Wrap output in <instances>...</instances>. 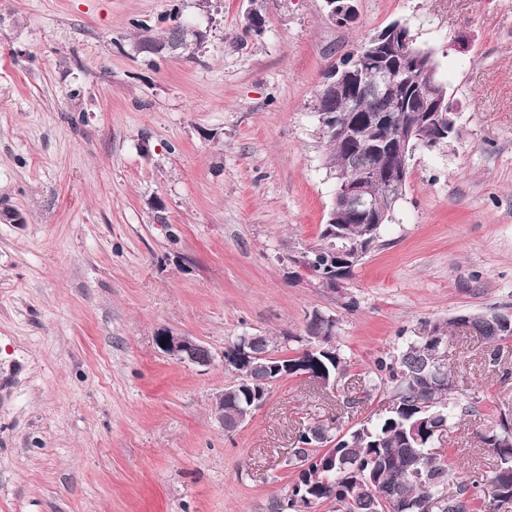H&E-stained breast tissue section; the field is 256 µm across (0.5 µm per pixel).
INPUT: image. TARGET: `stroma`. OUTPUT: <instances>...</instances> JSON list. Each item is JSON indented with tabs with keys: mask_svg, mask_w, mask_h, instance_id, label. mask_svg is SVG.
<instances>
[{
	"mask_svg": "<svg viewBox=\"0 0 512 512\" xmlns=\"http://www.w3.org/2000/svg\"><path fill=\"white\" fill-rule=\"evenodd\" d=\"M0 0V512H269L299 430L345 408L377 357L461 314L512 315V0ZM203 40L138 53L172 18ZM431 51L458 132L409 161L382 245L342 288L288 258L319 241L334 181L312 107L323 71L393 21ZM354 310H346V301ZM336 320L335 387L285 378L237 430L215 399L234 336L300 349ZM197 338L201 367L158 329ZM479 337L445 354L478 413L433 453L491 469L512 415ZM328 18L335 25L346 27L357 19L356 0H323ZM158 346L170 357L182 363L198 366H208L213 361L212 353L209 352L198 339L192 336L174 334L168 329H160L157 334ZM165 343V347L161 346ZM205 351V354H200Z\"/></svg>",
	"mask_w": 512,
	"mask_h": 512,
	"instance_id": "35a3bbf8",
	"label": "stroma"
}]
</instances>
